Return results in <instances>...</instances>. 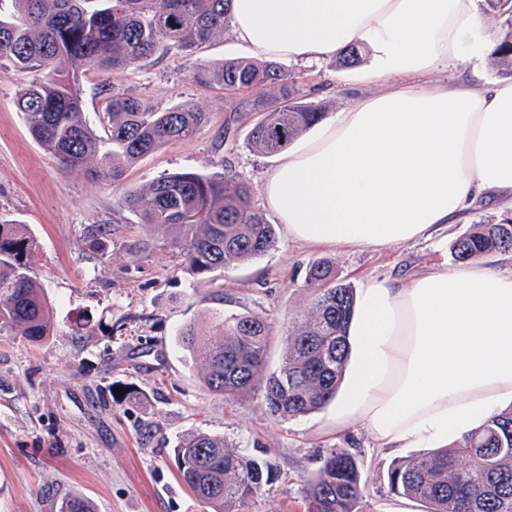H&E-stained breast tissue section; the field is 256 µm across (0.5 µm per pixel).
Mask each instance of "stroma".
Returning <instances> with one entry per match:
<instances>
[{
    "mask_svg": "<svg viewBox=\"0 0 512 512\" xmlns=\"http://www.w3.org/2000/svg\"><path fill=\"white\" fill-rule=\"evenodd\" d=\"M224 32L197 57H152L130 69L83 70L79 83L89 121L104 111L109 93L130 92L155 110L189 104L210 122L188 141L169 143L129 168L128 184L144 186L168 173L209 172L224 161L260 188L273 158L247 146L259 120L231 111L247 95L191 77L196 60L246 57ZM303 101L338 112L378 93L375 84L345 80L334 58L284 61ZM29 75L0 69V218L27 224L38 240L30 271L51 310V334L40 346L0 334V512H53L70 496L90 500L95 512H206L181 485L173 450L186 435L204 431L273 461L277 480L248 512H305L301 487L327 448L349 449L364 486L363 512H394L418 502L389 493L392 461L407 448L379 449L365 428L325 432L327 410L291 419L270 414L260 388L233 400L211 392L186 358L180 334L203 329L212 314L251 312L282 326L305 308L306 267L330 260L338 280L360 285L372 277L412 275L452 265L450 245L476 224L512 216V204L480 202L443 225L429 240L382 249L305 245L289 238L275 215L278 246L258 260L201 277L191 275L165 228H147L120 209L119 189L89 168H63L30 134L15 108ZM223 153H215L216 141Z\"/></svg>",
    "mask_w": 512,
    "mask_h": 512,
    "instance_id": "obj_1",
    "label": "stroma"
}]
</instances>
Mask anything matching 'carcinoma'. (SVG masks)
Here are the masks:
<instances>
[{"instance_id": "cac0c4a2", "label": "carcinoma", "mask_w": 512, "mask_h": 512, "mask_svg": "<svg viewBox=\"0 0 512 512\" xmlns=\"http://www.w3.org/2000/svg\"><path fill=\"white\" fill-rule=\"evenodd\" d=\"M0 11V66L34 73L15 100L32 137L65 168L93 159L96 174L123 187L118 207L147 227L176 233L172 244L188 271L203 275L238 266L277 246V232L255 206L251 186L235 174L174 173L147 186L126 184V168L158 147L192 139L209 115L188 104L159 112L141 98L109 96L98 116L101 131L84 117L78 72L128 69L158 53L190 55L212 42L231 21V0H9ZM499 20L493 64L512 76V0H482ZM192 77L228 90L259 94L242 111L261 112L248 147L275 156L326 116L323 103H304L285 68L274 61L226 58L195 63ZM37 240L27 225L0 222V332L32 345L50 334L49 309L30 276ZM512 251V218L476 224L451 245L453 261ZM308 306L287 322L277 370L267 372L273 324L250 312L215 320L205 346L195 349L189 327L181 344L200 377L230 400L263 383V403L284 419L316 412L339 391L348 358L347 328L354 288L337 280L333 264L315 260L305 272ZM183 483L209 512H243L278 477L269 459L247 453L226 438L203 431L173 448ZM389 492L421 503L427 512H512V409L495 414L460 440L415 453L387 471ZM305 512H359L363 499L355 456L345 448L324 451L303 484ZM60 512H94L73 496Z\"/></svg>"}]
</instances>
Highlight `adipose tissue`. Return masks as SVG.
Masks as SVG:
<instances>
[{"label":"adipose tissue","instance_id":"obj_1","mask_svg":"<svg viewBox=\"0 0 512 512\" xmlns=\"http://www.w3.org/2000/svg\"><path fill=\"white\" fill-rule=\"evenodd\" d=\"M235 40L263 60L316 62L350 46L383 84L280 155L268 209L302 243L377 247L430 238L476 197L512 202V82L431 84L453 61H489L476 0H233ZM327 426L380 446L446 447L512 406V270L429 269L369 280Z\"/></svg>","mask_w":512,"mask_h":512}]
</instances>
